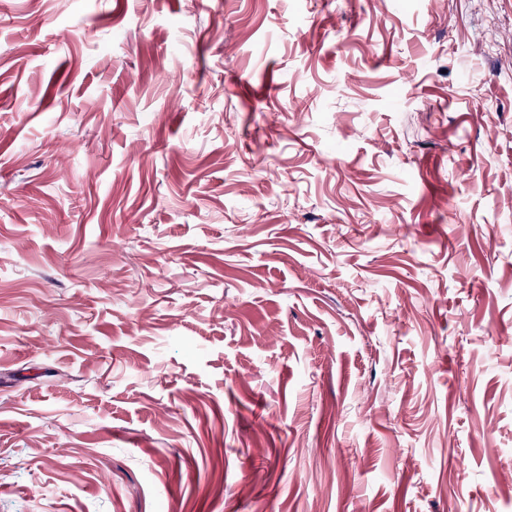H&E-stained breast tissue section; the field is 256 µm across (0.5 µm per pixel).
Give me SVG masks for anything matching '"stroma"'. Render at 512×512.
I'll use <instances>...</instances> for the list:
<instances>
[{"mask_svg": "<svg viewBox=\"0 0 512 512\" xmlns=\"http://www.w3.org/2000/svg\"><path fill=\"white\" fill-rule=\"evenodd\" d=\"M0 512H512V0H0Z\"/></svg>", "mask_w": 512, "mask_h": 512, "instance_id": "stroma-1", "label": "stroma"}]
</instances>
